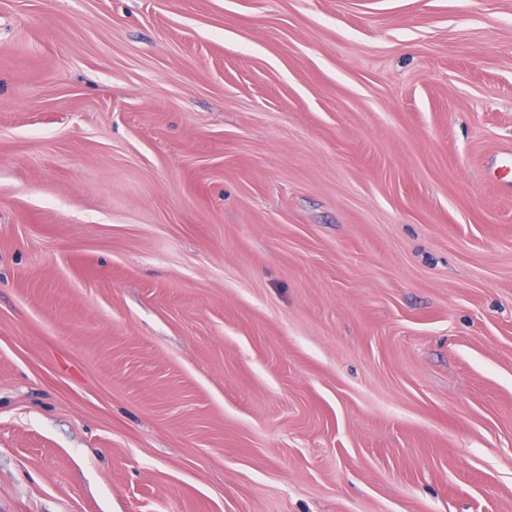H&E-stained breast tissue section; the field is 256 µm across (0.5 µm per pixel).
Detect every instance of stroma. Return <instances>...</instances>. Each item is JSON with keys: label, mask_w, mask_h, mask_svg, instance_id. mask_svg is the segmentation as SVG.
Here are the masks:
<instances>
[{"label": "stroma", "mask_w": 512, "mask_h": 512, "mask_svg": "<svg viewBox=\"0 0 512 512\" xmlns=\"http://www.w3.org/2000/svg\"><path fill=\"white\" fill-rule=\"evenodd\" d=\"M512 0H0V512H512Z\"/></svg>", "instance_id": "1"}]
</instances>
